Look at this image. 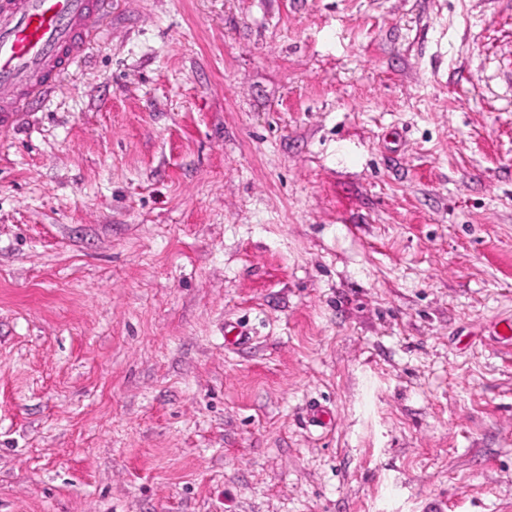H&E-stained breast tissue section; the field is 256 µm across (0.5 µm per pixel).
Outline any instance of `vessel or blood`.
Segmentation results:
<instances>
[{"mask_svg":"<svg viewBox=\"0 0 512 512\" xmlns=\"http://www.w3.org/2000/svg\"><path fill=\"white\" fill-rule=\"evenodd\" d=\"M94 19V0H0V128L25 120L77 61Z\"/></svg>","mask_w":512,"mask_h":512,"instance_id":"obj_1","label":"vessel or blood"}]
</instances>
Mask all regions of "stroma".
Returning a JSON list of instances; mask_svg holds the SVG:
<instances>
[{
	"mask_svg": "<svg viewBox=\"0 0 512 512\" xmlns=\"http://www.w3.org/2000/svg\"><path fill=\"white\" fill-rule=\"evenodd\" d=\"M98 12L0 130V512H512V0Z\"/></svg>",
	"mask_w": 512,
	"mask_h": 512,
	"instance_id": "1",
	"label": "stroma"
}]
</instances>
